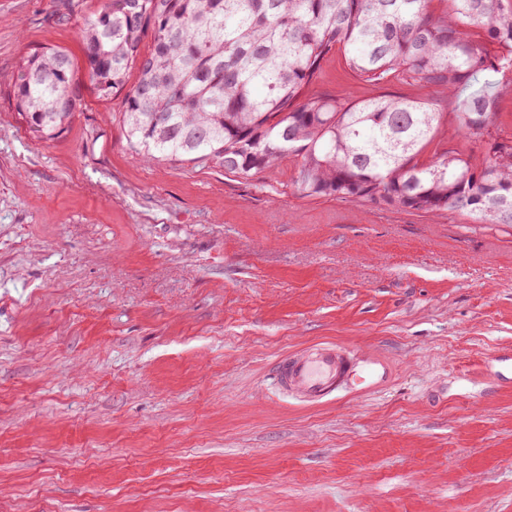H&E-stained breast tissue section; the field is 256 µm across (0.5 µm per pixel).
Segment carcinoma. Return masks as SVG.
Returning <instances> with one entry per match:
<instances>
[{
	"label": "carcinoma",
	"mask_w": 512,
	"mask_h": 512,
	"mask_svg": "<svg viewBox=\"0 0 512 512\" xmlns=\"http://www.w3.org/2000/svg\"><path fill=\"white\" fill-rule=\"evenodd\" d=\"M431 2L107 0L80 33L91 83L104 99L124 94V128L148 161L248 177L291 155L307 197L450 211L511 228L512 140L485 139L499 92L480 75L512 74V4L448 0L435 15ZM147 29L153 45L145 53ZM469 30L482 31V40ZM335 51L358 78L383 84L401 76L441 94L458 128L480 139L481 163L454 149L421 159L440 126L432 103L304 95ZM13 101L43 141L62 137L82 106L68 55L29 54Z\"/></svg>",
	"instance_id": "1"
}]
</instances>
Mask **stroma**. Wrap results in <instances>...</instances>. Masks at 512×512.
Instances as JSON below:
<instances>
[{
  "mask_svg": "<svg viewBox=\"0 0 512 512\" xmlns=\"http://www.w3.org/2000/svg\"><path fill=\"white\" fill-rule=\"evenodd\" d=\"M81 0H0V512H512V229L147 162L86 82ZM65 50L84 105L39 141L9 96ZM311 93L435 100L352 77ZM482 145L445 113L423 156ZM387 367L303 406L279 356Z\"/></svg>",
  "mask_w": 512,
  "mask_h": 512,
  "instance_id": "stroma-1",
  "label": "stroma"
}]
</instances>
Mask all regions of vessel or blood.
I'll return each mask as SVG.
<instances>
[{
	"label": "vessel or blood",
	"mask_w": 512,
	"mask_h": 512,
	"mask_svg": "<svg viewBox=\"0 0 512 512\" xmlns=\"http://www.w3.org/2000/svg\"><path fill=\"white\" fill-rule=\"evenodd\" d=\"M372 380L383 379L385 367L378 360L366 362L354 351L332 343L315 344L283 356L274 373L276 389L289 399L304 405L334 400L359 373Z\"/></svg>",
	"instance_id": "vessel-or-blood-1"
}]
</instances>
